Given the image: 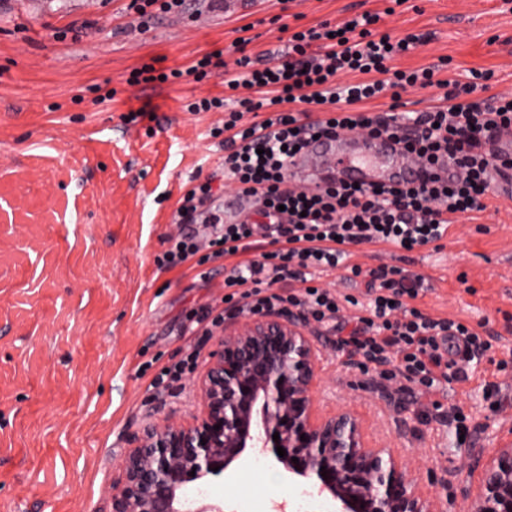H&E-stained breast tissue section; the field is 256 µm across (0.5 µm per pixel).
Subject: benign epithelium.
<instances>
[{"instance_id":"obj_1","label":"benign epithelium","mask_w":512,"mask_h":512,"mask_svg":"<svg viewBox=\"0 0 512 512\" xmlns=\"http://www.w3.org/2000/svg\"><path fill=\"white\" fill-rule=\"evenodd\" d=\"M321 347L319 331L298 309L224 321L195 381L199 411L150 420L127 438L112 479V512H224L223 501H190L185 488L223 477L257 449L288 479L318 487L336 512H443L421 491L417 468L368 446L353 411L316 414ZM485 432L474 427L465 463L478 480L461 495L467 512H512V443L480 448Z\"/></svg>"}]
</instances>
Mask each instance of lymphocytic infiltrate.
Instances as JSON below:
<instances>
[{
    "label": "lymphocytic infiltrate",
    "mask_w": 512,
    "mask_h": 512,
    "mask_svg": "<svg viewBox=\"0 0 512 512\" xmlns=\"http://www.w3.org/2000/svg\"><path fill=\"white\" fill-rule=\"evenodd\" d=\"M381 13L366 11L332 28L323 22L294 32L284 58L263 67L241 55L226 68L221 52L196 58L187 70L156 71L146 65L135 81L165 83L190 74L196 80L219 75L225 87H246L258 99L228 106L214 96L187 102L190 112H220L211 130L225 148L224 167L204 179H192L173 214L187 225L207 219L214 238L170 235L155 256L158 268L172 270L188 262H224L223 312L195 321L210 334L225 318L272 308H297L314 322L348 329L340 347L351 348L363 369L400 386L437 389L464 381L466 367L493 347L497 332L481 323L434 318L414 307L424 288L420 275L383 263L365 268L351 261L359 246H389L410 252L448 236L454 218L485 210L494 174L512 171V158L491 154L489 145L512 129V93L471 100L476 88H488L492 71L471 68L463 78L435 80L436 66L395 68L396 59L416 49L421 36L393 38L380 31ZM439 84L437 105L424 112L376 113L365 105L388 96L399 100L407 89ZM319 103L318 115L305 105ZM343 132L399 139L406 151L435 165L457 168L458 178L427 177L418 185L381 190L328 181L315 190L290 184L288 165L314 136ZM256 198L262 223H225L211 205L220 185ZM349 270L366 287L364 297L340 295L320 285L321 274Z\"/></svg>",
    "instance_id": "obj_1"
}]
</instances>
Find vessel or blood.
I'll list each match as a JSON object with an SVG mask.
<instances>
[{"mask_svg": "<svg viewBox=\"0 0 512 512\" xmlns=\"http://www.w3.org/2000/svg\"><path fill=\"white\" fill-rule=\"evenodd\" d=\"M419 169V163L393 141L343 133L311 143L293 159L290 177L308 188L330 177L372 187L415 179ZM253 209L251 199L235 197L224 208V221L239 223Z\"/></svg>", "mask_w": 512, "mask_h": 512, "instance_id": "b4317fda", "label": "vessel or blood"}]
</instances>
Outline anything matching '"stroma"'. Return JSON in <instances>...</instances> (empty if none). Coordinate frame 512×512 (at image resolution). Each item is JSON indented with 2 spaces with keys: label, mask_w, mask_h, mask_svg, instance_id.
<instances>
[{
  "label": "stroma",
  "mask_w": 512,
  "mask_h": 512,
  "mask_svg": "<svg viewBox=\"0 0 512 512\" xmlns=\"http://www.w3.org/2000/svg\"><path fill=\"white\" fill-rule=\"evenodd\" d=\"M129 0H0V512H111L112 476L128 435L150 420L189 417L195 370L149 387L163 367L211 337L192 316L223 310L224 263L158 270L155 255L192 178L221 170L210 135L219 112L187 100L227 96L221 76L195 81L187 68L234 43L260 59L283 52L293 28L383 13L392 37L424 36L401 69L451 60L450 73L492 70L490 93L512 92V0H249L248 7L158 14L141 23ZM180 69L173 83H131L149 63ZM111 91L98 100L97 90ZM155 118L126 123L141 107ZM405 268L428 285L417 307L435 317L489 322L500 333L469 378L429 394L373 379L332 341L318 362L319 413L351 409L371 446L417 459L443 482L428 485L445 512H464L465 443L446 409L486 424L484 447L512 439V200L492 198L477 218L451 224L442 248L423 247ZM506 371H498V361ZM503 385L491 409L489 384ZM225 479L226 512H272L289 484L272 456Z\"/></svg>",
  "instance_id": "1"
}]
</instances>
